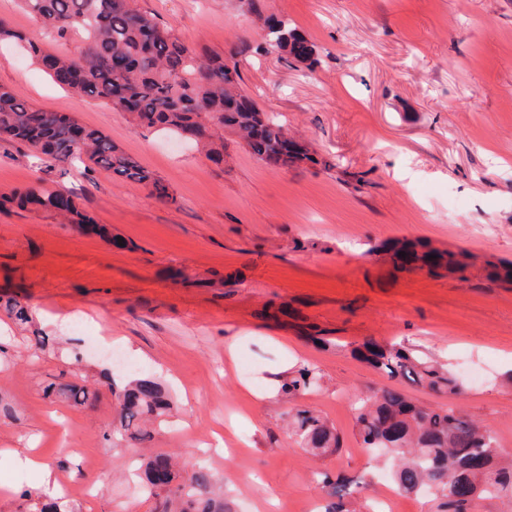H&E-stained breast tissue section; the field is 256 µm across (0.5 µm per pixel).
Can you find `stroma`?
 Wrapping results in <instances>:
<instances>
[{"label": "stroma", "instance_id": "35a3bbf8", "mask_svg": "<svg viewBox=\"0 0 512 512\" xmlns=\"http://www.w3.org/2000/svg\"><path fill=\"white\" fill-rule=\"evenodd\" d=\"M260 4L313 45L314 68L258 51L265 32L243 0H134L197 52L235 56L242 88L333 169L269 167L228 129L215 164L0 45V85L101 131L176 198L0 140V297L34 313L32 329L0 338V482L13 487L0 489V512H28L42 495L38 472L18 462L28 453L81 512H155L127 471L162 451L204 466L234 512H322L326 477L349 482L361 512L383 498L393 512H431L355 428L358 399L391 383L352 353L371 339L447 364L467 388L459 404L512 454V287L398 271L375 251L425 240L512 260V0ZM0 18L51 49L82 45L54 40L20 0H0ZM35 184L72 194L123 247L8 204ZM59 314L84 331L56 327ZM36 333L49 339L37 354ZM301 364L319 381L300 403L334 426L338 453L288 432L278 386ZM102 373L112 385L91 405L42 393ZM136 377L174 406L145 443L116 431L118 395ZM218 435L232 458L206 447Z\"/></svg>", "mask_w": 512, "mask_h": 512}]
</instances>
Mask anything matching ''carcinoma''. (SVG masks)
Listing matches in <instances>:
<instances>
[{
    "instance_id": "carcinoma-1",
    "label": "carcinoma",
    "mask_w": 512,
    "mask_h": 512,
    "mask_svg": "<svg viewBox=\"0 0 512 512\" xmlns=\"http://www.w3.org/2000/svg\"><path fill=\"white\" fill-rule=\"evenodd\" d=\"M58 39L78 37L83 46L76 54L49 51L0 20V41H27L28 53L58 84L83 95L112 103L129 112L140 126H163L180 133L196 134L195 142L220 160L224 144L216 143L219 131L230 128L240 134L249 151L264 164L286 169L303 161L318 164L296 142L284 149L288 132L268 116L241 89L237 63L220 55L200 56L169 30L131 5V0H21ZM266 30L265 49L283 52L298 61H308L315 50L288 21L273 14L262 18ZM256 47L255 51L263 49ZM0 139L16 141L45 155L52 162H88L87 171L97 168L143 184L163 203L174 201L168 185L117 148L102 132L78 124L68 114L35 108L0 85ZM10 202L19 208L41 206L64 217L70 224L108 236L104 224L82 211L73 197L63 191L26 188L14 193ZM395 267L405 270L407 262L431 275L450 273L467 281L475 257L463 249L440 251L421 241L393 240L385 244ZM405 252L400 256L399 252ZM485 278L497 285L512 286V261L487 259ZM4 309L16 320L27 323L29 308L10 297ZM354 353L391 378L428 389L437 396L455 397L461 385L448 367L418 350L404 345L367 341ZM318 383V374L308 365L293 370L281 392L295 397ZM106 385L93 380L78 386L51 383L46 396L62 397L84 405ZM355 427L363 447L379 448L393 455V480L408 494L432 496L435 512H466L475 498L512 501V461L498 452L494 437L464 412L459 405L436 408L421 406L401 390L381 388L363 398ZM172 405L157 382L140 378L122 394L119 409L121 428L131 438L150 439L146 420L170 415ZM289 426L303 447L316 452L337 450L335 430L308 407L294 409ZM178 457L155 454L146 465V481L156 496L167 493L165 504L181 501L182 512H231L229 503L213 496L207 472L192 469L184 483L174 484ZM331 498L326 512H351L345 497L347 485L336 482L327 491Z\"/></svg>"
}]
</instances>
